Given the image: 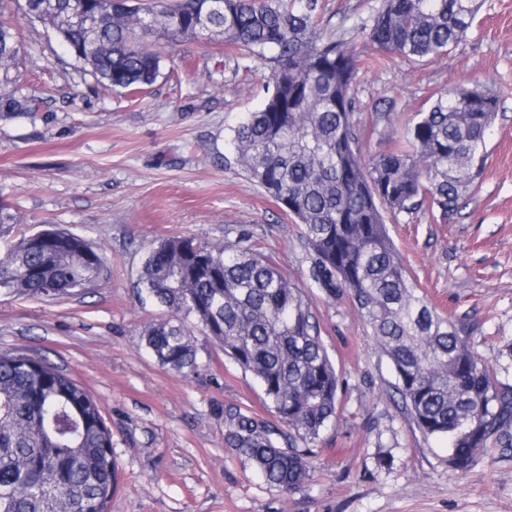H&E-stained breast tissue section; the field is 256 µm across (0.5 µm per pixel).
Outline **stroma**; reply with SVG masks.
<instances>
[{
	"label": "stroma",
	"instance_id": "35a3bbf8",
	"mask_svg": "<svg viewBox=\"0 0 512 512\" xmlns=\"http://www.w3.org/2000/svg\"><path fill=\"white\" fill-rule=\"evenodd\" d=\"M381 0H318L327 35L362 55L352 85L366 156L385 152L448 85L488 88L499 107L480 177L448 216L386 213L409 275L464 345L512 362V0H481L467 38L436 57L381 54L368 33ZM11 76L41 97L36 116L0 114V200L15 234L55 224L98 244L103 282L61 299L0 293V351L42 358L82 384L112 431L117 487L107 512H512V451L483 448L462 474L444 440L394 401L396 376L348 295L317 288L287 209L237 165L231 129L259 109L268 69L222 38L163 36L161 74L143 93L105 90L51 29L19 21ZM245 237L299 288L338 377L339 416L312 444L298 489L265 483L225 442L227 408L270 419L257 382L196 334L191 377L141 340L160 310L136 281L151 244Z\"/></svg>",
	"mask_w": 512,
	"mask_h": 512
}]
</instances>
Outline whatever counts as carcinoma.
<instances>
[{"mask_svg": "<svg viewBox=\"0 0 512 512\" xmlns=\"http://www.w3.org/2000/svg\"><path fill=\"white\" fill-rule=\"evenodd\" d=\"M93 31L65 24L73 0H12L16 12L57 33L67 50L113 91L134 93L160 74L148 39L224 37L269 67L261 108L233 129L235 161L283 204L311 250L310 276L325 294L347 293L394 368L396 390L418 428L448 443V466L467 471L496 439L512 449V388L462 342L453 322L410 278L384 211L437 209L447 217L480 176L485 136L499 99L451 86L408 126L404 139L365 158L351 87L359 55L323 34L318 0H78ZM476 0H382L369 38L404 58L438 56L467 37ZM18 55V35L0 21V73ZM39 99L0 79V112L33 113ZM16 216L0 203V291L55 297L94 288L105 256L91 240L50 227L13 240ZM141 300L169 312L143 332L158 363L186 376L198 369L195 332L259 384L288 428L278 446L266 421L229 413L226 441L271 485L299 488L307 455L337 417L338 375L304 291L277 263L240 241L202 244L171 237L151 246L138 278ZM99 403L42 359L0 353V512H106L115 462Z\"/></svg>", "mask_w": 512, "mask_h": 512, "instance_id": "carcinoma-1", "label": "carcinoma"}]
</instances>
